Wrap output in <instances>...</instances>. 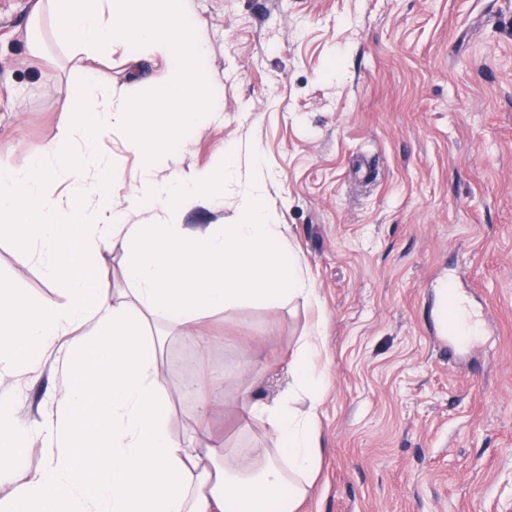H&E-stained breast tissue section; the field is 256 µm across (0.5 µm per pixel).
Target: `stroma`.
<instances>
[{
    "label": "stroma",
    "instance_id": "stroma-1",
    "mask_svg": "<svg viewBox=\"0 0 512 512\" xmlns=\"http://www.w3.org/2000/svg\"><path fill=\"white\" fill-rule=\"evenodd\" d=\"M33 0H0V164L55 135L72 65L54 38L31 62ZM206 52V112L182 148L158 155L164 179L210 166L235 146L224 206L186 203L179 224H232L256 178L306 278L311 308L243 305L173 332L158 378L170 433L206 425L237 450L271 447L236 394L284 390L298 340L322 322L320 473L300 512H512V0H185ZM124 46L102 73L114 89L155 95L167 63L127 79ZM111 198L142 167L113 130ZM464 262L457 289L487 310L486 334L448 356L431 311L436 285ZM0 279L31 304L62 300L41 266L0 240ZM67 337L36 377L0 376L32 434L24 459L45 462L41 424L71 378Z\"/></svg>",
    "mask_w": 512,
    "mask_h": 512
}]
</instances>
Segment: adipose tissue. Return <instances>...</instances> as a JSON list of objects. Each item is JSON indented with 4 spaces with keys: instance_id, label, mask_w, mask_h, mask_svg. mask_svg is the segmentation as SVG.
I'll return each instance as SVG.
<instances>
[{
    "instance_id": "ef3b65f1",
    "label": "adipose tissue",
    "mask_w": 512,
    "mask_h": 512,
    "mask_svg": "<svg viewBox=\"0 0 512 512\" xmlns=\"http://www.w3.org/2000/svg\"><path fill=\"white\" fill-rule=\"evenodd\" d=\"M176 0H37L27 37L31 59L43 56L41 25L54 35L80 76L67 94V115L51 142L22 164L0 168V238L38 260L63 301L30 305L0 281V374L36 373L57 336L86 335L66 354L78 374L47 417L52 449L36 472L22 471L29 450L26 427L11 401L0 400V477L11 480L0 512H299L319 473V409L328 375L315 358L323 339L313 324L293 354L287 390L272 402L243 396L246 415L277 442L247 456L215 442L197 447L170 433V408L156 375L163 336L142 329L151 317L185 327L242 305L279 306L285 299L318 305L281 225L264 204L262 185L244 197L234 224L186 231L176 217L192 199L223 203L222 187L235 172L224 149L216 171L197 170L157 180L152 167L125 188V209L103 192L111 164L97 149L113 128L135 153L151 156L176 144L180 128L201 110L206 77L197 62L204 46ZM126 43L134 60L161 56L172 66L160 92L144 99L105 86L98 62ZM73 183L67 198L46 192L57 173ZM153 208L160 221L128 224L125 211ZM129 253L131 298L116 300L98 276L104 247ZM305 399L306 409L296 406Z\"/></svg>"
}]
</instances>
